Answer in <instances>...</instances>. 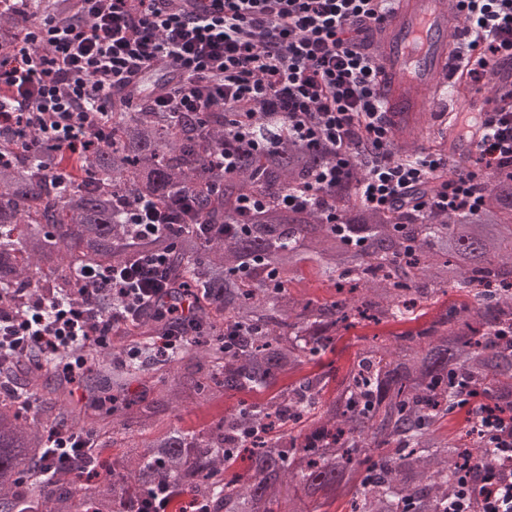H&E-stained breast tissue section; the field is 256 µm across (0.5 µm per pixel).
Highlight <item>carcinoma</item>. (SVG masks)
<instances>
[{"label":"carcinoma","mask_w":512,"mask_h":512,"mask_svg":"<svg viewBox=\"0 0 512 512\" xmlns=\"http://www.w3.org/2000/svg\"><path fill=\"white\" fill-rule=\"evenodd\" d=\"M33 12L0 9V45L15 41ZM107 142L74 161L85 183L60 187L53 151L24 149L0 134V308L25 313L29 300L118 304L103 289L85 294L74 273L155 252L168 257L165 298L193 303L192 336L162 357L151 345L180 324L158 307L112 331L110 349H64L57 362H89L82 400L57 366L27 352L0 360V512H128L166 481L207 512H448L465 470L500 467L480 437L493 404L512 422V173L496 177L477 211L448 214L365 206L351 169L329 190L336 223L315 208L291 210L279 197L311 181L326 161L280 130L269 152L245 154L230 173L212 154L234 144L224 113L179 119L149 96L112 98ZM194 200L196 225L139 239L125 209L143 195ZM253 194L263 210L237 200ZM334 289L294 294L306 267ZM463 300L429 326L358 349L338 379L322 365L356 317L415 321L440 292ZM142 347L139 359L127 347ZM294 378L286 386L284 378ZM256 396L203 428L171 422L176 410ZM471 400L460 428L449 416ZM57 431L93 440L105 465L91 485L70 472L35 481ZM246 458L248 468L236 469Z\"/></svg>","instance_id":"obj_1"}]
</instances>
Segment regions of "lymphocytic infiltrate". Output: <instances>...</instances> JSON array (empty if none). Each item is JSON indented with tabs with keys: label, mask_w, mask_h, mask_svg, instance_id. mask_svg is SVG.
Returning a JSON list of instances; mask_svg holds the SVG:
<instances>
[{
	"label": "lymphocytic infiltrate",
	"mask_w": 512,
	"mask_h": 512,
	"mask_svg": "<svg viewBox=\"0 0 512 512\" xmlns=\"http://www.w3.org/2000/svg\"><path fill=\"white\" fill-rule=\"evenodd\" d=\"M74 14L45 17L0 52V131L22 141L48 142L57 154L85 155L108 139L104 121L115 93L159 59L173 77L156 97V111L178 118L224 107L237 112L240 151L273 143L262 120L283 118L288 137L321 149L328 163L310 183L284 192V207L315 205L328 212L326 192L355 159L360 144L371 157L358 185L362 202L385 211L398 205L448 213L478 210L485 178L512 169V88L493 67L512 57V0H456L470 59L469 75L493 107L482 112L486 133L469 164L430 195L422 185L444 168L431 153L402 159L391 149L392 127L377 94L380 70L372 38L386 20L388 0H73ZM179 213L143 197L127 211L136 236L164 231ZM165 255L148 254L130 267L83 268L87 286L111 285L117 310L101 316L69 301L34 303L28 314L0 316V357L35 349L55 355L70 345L108 349L114 326L135 321L141 308L162 302ZM512 512V471H463L448 512Z\"/></svg>",
	"instance_id": "1"
}]
</instances>
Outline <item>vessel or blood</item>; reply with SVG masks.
Wrapping results in <instances>:
<instances>
[{
	"label": "vessel or blood",
	"instance_id": "b4317fda",
	"mask_svg": "<svg viewBox=\"0 0 512 512\" xmlns=\"http://www.w3.org/2000/svg\"><path fill=\"white\" fill-rule=\"evenodd\" d=\"M373 38L382 66L381 96L396 127L418 131L434 122L456 126L474 100L462 63L454 61L459 20L447 0H392Z\"/></svg>",
	"mask_w": 512,
	"mask_h": 512
}]
</instances>
